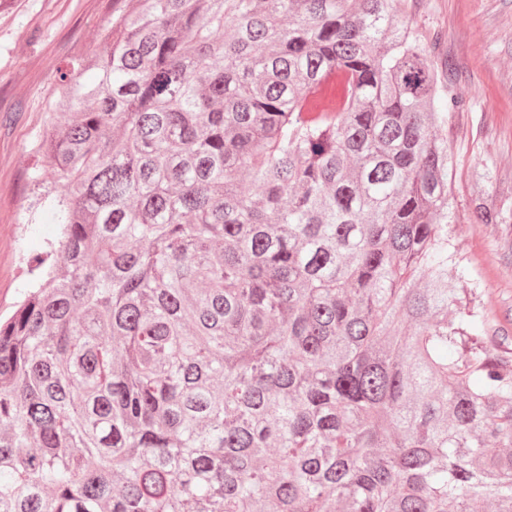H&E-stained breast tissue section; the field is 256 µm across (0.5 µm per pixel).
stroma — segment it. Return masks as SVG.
Here are the masks:
<instances>
[{
  "mask_svg": "<svg viewBox=\"0 0 512 512\" xmlns=\"http://www.w3.org/2000/svg\"><path fill=\"white\" fill-rule=\"evenodd\" d=\"M113 0H0V317L10 315L26 282V259L57 226L33 215L34 152L48 118L57 70L92 57ZM424 35L443 33L436 56L451 62L454 94L465 102L448 124L456 160L448 232L481 291L488 334L512 360V236L472 221L474 175L512 186V0H409Z\"/></svg>",
  "mask_w": 512,
  "mask_h": 512,
  "instance_id": "1",
  "label": "stroma"
}]
</instances>
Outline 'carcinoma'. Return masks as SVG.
I'll return each mask as SVG.
<instances>
[{"label": "carcinoma", "instance_id": "obj_1", "mask_svg": "<svg viewBox=\"0 0 512 512\" xmlns=\"http://www.w3.org/2000/svg\"><path fill=\"white\" fill-rule=\"evenodd\" d=\"M122 2L35 145L59 229L0 321V512H512L441 34L404 0Z\"/></svg>", "mask_w": 512, "mask_h": 512}]
</instances>
